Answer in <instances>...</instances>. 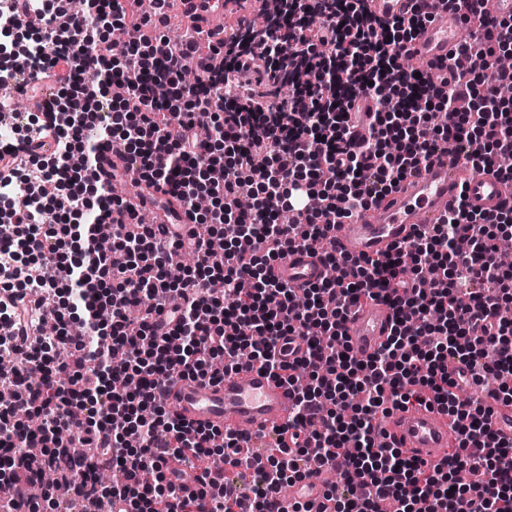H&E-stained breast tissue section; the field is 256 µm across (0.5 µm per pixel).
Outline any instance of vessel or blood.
<instances>
[{
	"label": "vessel or blood",
	"instance_id": "b4317fda",
	"mask_svg": "<svg viewBox=\"0 0 512 512\" xmlns=\"http://www.w3.org/2000/svg\"><path fill=\"white\" fill-rule=\"evenodd\" d=\"M466 5L451 11L437 7L433 22L419 32L410 45L412 57L424 65L458 61L454 34L466 14ZM465 197L475 211L492 214L512 202V186L505 184L493 168L468 170L452 154L433 156L430 165L405 179L399 187L371 209L353 214L335 225L331 236L345 256H373L403 244L425 224L439 223L458 197ZM326 265L320 253L294 248L276 262L272 277L303 288L325 278ZM395 321L390 304L373 302L352 309L345 320L347 344L358 358L373 354L388 338ZM163 401L173 412L195 426L230 428L247 435L273 426L281 430L283 445L294 446L288 426L293 394L287 385L258 368H243L219 381L184 378L169 385ZM386 443L402 449L413 460L432 467L441 460L440 451L454 440L449 418L437 406H411L394 411L383 423ZM167 473L175 475L185 490L197 487L198 472L183 461L172 459ZM323 468L310 467L305 478L288 488V499L309 505L312 512H332L325 497Z\"/></svg>",
	"mask_w": 512,
	"mask_h": 512
}]
</instances>
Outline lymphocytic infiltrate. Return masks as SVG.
<instances>
[{"label": "lymphocytic infiltrate", "mask_w": 512, "mask_h": 512, "mask_svg": "<svg viewBox=\"0 0 512 512\" xmlns=\"http://www.w3.org/2000/svg\"><path fill=\"white\" fill-rule=\"evenodd\" d=\"M370 0H319L321 23L267 27L246 40L253 23L237 19L203 30L193 4L184 14L194 37L171 40L167 0L143 12L140 0H0V37L39 21L31 41L40 54L35 76L55 80L66 122L37 116L18 143L0 145V198L12 209L0 224V327L49 307L54 336L0 340L14 368L0 374L13 393L0 406V462L9 479L41 485L55 472L70 488L68 507L53 489L28 499L29 512H84L87 502L112 512H233L240 492L213 465L252 466L253 512H280L272 487L303 479L314 463L334 465L326 489L334 512H512V442L492 428L494 404L512 406V261L497 247L512 233V205L493 214L458 199L440 223L404 246L352 261L330 247L329 231L369 209L438 151L474 167L495 166L512 181V103L499 87L512 69L485 73L512 50V16L482 10L461 54L476 66H447L440 78L405 70L415 35L432 19L427 0L383 20ZM129 40L112 52L111 33ZM232 57L233 67L217 64ZM198 79L183 80L186 68ZM168 89L155 94L157 85ZM377 101L362 146L350 139L348 113L357 97ZM233 108H225V101ZM111 120L86 135L91 111ZM444 112L448 123L436 125ZM50 136L52 153L30 152ZM121 142L126 167L166 189L195 229L189 238L167 224L139 221L144 204L112 196L97 176L102 143ZM234 163L215 178V154ZM210 206L199 210L198 197ZM289 209L294 220L275 215ZM219 225L229 244L213 248L198 233ZM321 250L336 277L305 288L273 280L272 262L294 248ZM49 274L29 278L26 266ZM387 301L397 321L374 356L352 354L343 335L348 310ZM307 340L288 360L280 341ZM466 365L474 384L494 378L488 399L460 400L446 362ZM293 383L291 422L304 439L289 457L243 458L244 439L196 427L166 410L161 395L173 376L217 380L241 363ZM433 399L457 425L456 445L435 467L408 459L377 432V414ZM485 449L472 462L468 448ZM207 460L196 492L179 495L163 466L168 458ZM106 457L120 483L88 484Z\"/></svg>", "instance_id": "f902f5d3"}]
</instances>
